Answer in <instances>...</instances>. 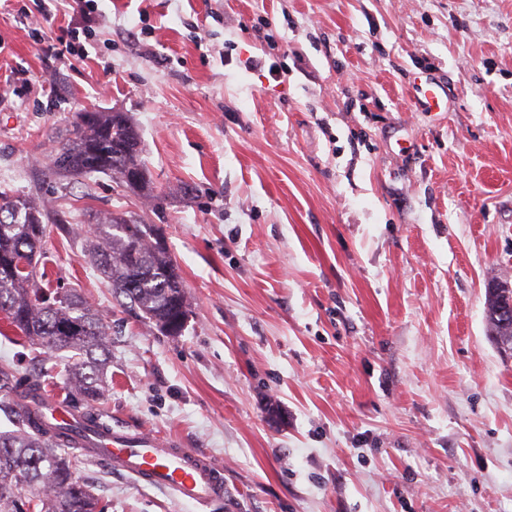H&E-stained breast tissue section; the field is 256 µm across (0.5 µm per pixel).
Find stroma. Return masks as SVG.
<instances>
[{
	"instance_id": "obj_1",
	"label": "stroma",
	"mask_w": 512,
	"mask_h": 512,
	"mask_svg": "<svg viewBox=\"0 0 512 512\" xmlns=\"http://www.w3.org/2000/svg\"><path fill=\"white\" fill-rule=\"evenodd\" d=\"M42 2L0 0V190L53 201L50 278L110 327L94 411L205 452L232 501L82 460L105 512H512V354L485 321L487 280L512 284V0ZM81 110L130 116L156 200L53 180ZM112 212L178 265L182 335L91 264ZM4 366L69 394L0 318Z\"/></svg>"
}]
</instances>
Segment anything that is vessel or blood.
I'll return each instance as SVG.
<instances>
[{
	"mask_svg": "<svg viewBox=\"0 0 512 512\" xmlns=\"http://www.w3.org/2000/svg\"><path fill=\"white\" fill-rule=\"evenodd\" d=\"M84 444V453L92 460L136 482L170 491L181 501L207 505L224 500L222 468L175 437L103 420L88 432Z\"/></svg>",
	"mask_w": 512,
	"mask_h": 512,
	"instance_id": "b4317fda",
	"label": "vessel or blood"
}]
</instances>
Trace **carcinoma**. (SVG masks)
I'll return each instance as SVG.
<instances>
[{
	"mask_svg": "<svg viewBox=\"0 0 512 512\" xmlns=\"http://www.w3.org/2000/svg\"><path fill=\"white\" fill-rule=\"evenodd\" d=\"M51 173L61 181L92 174L152 193L142 160L141 137L124 112L76 113L72 128L52 156ZM51 214L31 198L0 191V315L49 354L76 355L71 381L82 393L79 403L99 399L101 377L112 347L99 313L74 288L64 297L43 286L47 281L42 246ZM101 246L90 260L106 278L125 310L160 334L187 321L191 312L178 266L133 217L109 215L93 227ZM497 300L487 302V325L495 337L512 338V327L496 324ZM42 385L34 380L11 408L18 429L0 432V512H103L88 485L75 477L78 456L61 448H79L81 423L47 424L38 410Z\"/></svg>",
	"mask_w": 512,
	"mask_h": 512,
	"instance_id": "carcinoma-1",
	"label": "carcinoma"
}]
</instances>
